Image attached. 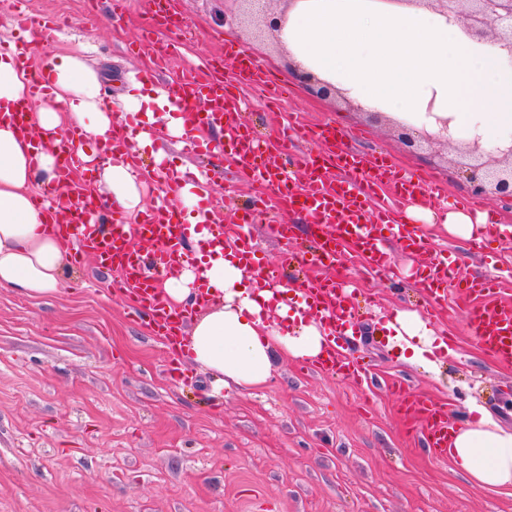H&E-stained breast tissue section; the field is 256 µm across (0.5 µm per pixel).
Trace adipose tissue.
<instances>
[{
	"mask_svg": "<svg viewBox=\"0 0 512 512\" xmlns=\"http://www.w3.org/2000/svg\"><path fill=\"white\" fill-rule=\"evenodd\" d=\"M277 37L300 71L337 87L365 109L441 135L464 128L498 147L512 133V64L496 46L470 39L454 17L404 0H291ZM48 90L30 115V135L0 121V288L38 299L58 293L69 259L65 239L48 233L50 214L34 202L32 183L58 178V146L67 128L108 140L112 115L101 109L95 73L74 54L42 57ZM28 91L17 58L0 54V112ZM90 170L112 192L117 213H142L141 184L125 161L91 154ZM172 308L197 315L182 343L189 362L223 385L253 389L272 377L277 357L312 360L327 343L320 324L299 318L284 329L283 288L256 284L232 247L183 265L158 281ZM401 350L425 370L437 338L419 314L397 311L388 323ZM454 467L479 488L512 495V431L483 408L456 427L448 448Z\"/></svg>",
	"mask_w": 512,
	"mask_h": 512,
	"instance_id": "obj_1",
	"label": "adipose tissue"
}]
</instances>
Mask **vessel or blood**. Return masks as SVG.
<instances>
[{"instance_id":"vessel-or-blood-1","label":"vessel or blood","mask_w":512,"mask_h":512,"mask_svg":"<svg viewBox=\"0 0 512 512\" xmlns=\"http://www.w3.org/2000/svg\"><path fill=\"white\" fill-rule=\"evenodd\" d=\"M225 52L237 61L241 87L264 93L274 99L277 107L287 104V88L274 81L242 47L229 44ZM45 83L43 74H34L31 96L19 100L10 112L0 113V120L27 131L28 116L37 98L45 93ZM174 104L189 134V150L205 146L204 141L195 138V131L205 126L223 129L219 150L239 164L253 181L270 186L278 208L305 212L309 223L318 229L312 262L324 264L328 256L348 249L369 269L386 272L392 266V254L387 247L391 239L400 251L426 256L424 273L418 282L430 298L431 309L446 307L449 289H456L464 298V318L471 337L497 365L512 367V304L499 301L498 282L467 276L449 280L447 253L432 249L418 226L406 219V206L436 197L437 184L398 169L385 156H371L348 147L349 133L329 125L310 129L308 133L311 140L320 142L318 152L299 156L283 143L276 153H269L266 142L242 122L239 93L225 88L222 71L207 61L182 74ZM141 130V125L130 118L113 123L106 151H128ZM83 145L82 134L75 129L59 147L58 185L71 188L74 194L65 232L78 244L75 257L80 261L92 257L118 270L120 286L129 294L132 307L149 317L163 344H173L191 320L192 312L169 310L154 278L160 269L188 257L191 227L182 223L164 202L154 205L138 224L125 223L116 216L104 220L99 203L83 184L71 180L73 172L85 166ZM297 165L309 171L307 180L301 184L292 177V169ZM136 238L152 243L153 251L143 254L132 249L131 242ZM505 239H512V230L503 231L490 217L476 225L471 248L480 253L489 242ZM296 258V253L286 248L275 264L259 270L268 284L301 296L330 337L326 353L311 363V370L349 379L366 377L364 356L344 353L339 343L352 320L344 284L331 277L284 278V270ZM396 394L401 400V411L419 424L435 457L447 458L451 428L447 410L401 388Z\"/></svg>"}]
</instances>
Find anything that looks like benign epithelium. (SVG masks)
Masks as SVG:
<instances>
[{"label": "benign epithelium", "mask_w": 512, "mask_h": 512, "mask_svg": "<svg viewBox=\"0 0 512 512\" xmlns=\"http://www.w3.org/2000/svg\"><path fill=\"white\" fill-rule=\"evenodd\" d=\"M239 13L225 21L254 29L257 33L273 32L278 17L268 7L271 0H238ZM387 3L422 5L432 11L454 15L465 33L478 42L492 41L512 56V0H385ZM457 164L473 190L512 199V144L488 149L474 137L457 145Z\"/></svg>", "instance_id": "benign-epithelium-1"}]
</instances>
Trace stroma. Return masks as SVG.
<instances>
[{"mask_svg": "<svg viewBox=\"0 0 512 512\" xmlns=\"http://www.w3.org/2000/svg\"><path fill=\"white\" fill-rule=\"evenodd\" d=\"M27 2L30 12L62 20L45 53L79 54L100 74L98 97L112 109L167 42L161 34L149 52L131 51L149 21L150 0H125L120 21L112 18L114 0ZM177 7L184 48L170 60L165 84L193 56H223L227 36H236L264 70L291 86L289 110L363 131L357 149L387 153L437 181L444 197L432 199L430 209L471 195L454 150L439 159L407 147L385 123L309 90L283 53L225 23L231 0H177ZM156 146L164 166L210 171L214 213L226 225L238 223L235 202L270 195L224 155L194 158L178 137ZM420 230L447 252L454 274L501 276V299L512 302L511 247L495 242L476 256L439 224ZM393 260L392 278L368 272L347 253L335 266L306 269L349 281L364 301L368 393L305 371L303 360L292 358L275 363L269 385L248 392L216 389L214 377L188 362L186 379L171 380L169 351L133 318L118 275L92 259L71 263L62 291L49 298L0 288V512H512V496L478 488L435 459L385 388L402 382L446 407L457 423L476 405L512 430V368L495 364L468 337L459 310L428 322L447 344L436 371L400 359L383 323L402 309L424 312L425 299L413 279L420 259L397 251Z\"/></svg>", "mask_w": 512, "mask_h": 512, "instance_id": "35a3bbf8", "label": "stroma"}]
</instances>
